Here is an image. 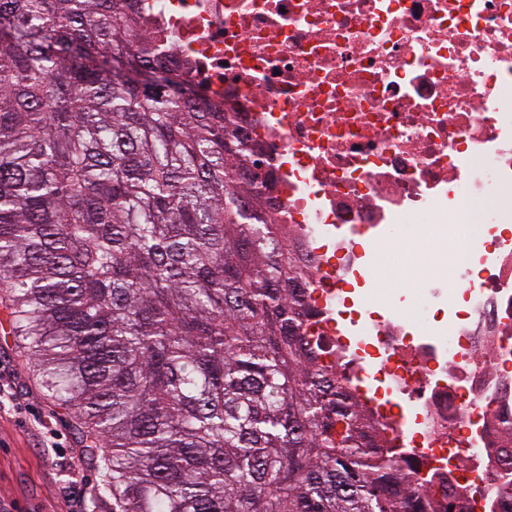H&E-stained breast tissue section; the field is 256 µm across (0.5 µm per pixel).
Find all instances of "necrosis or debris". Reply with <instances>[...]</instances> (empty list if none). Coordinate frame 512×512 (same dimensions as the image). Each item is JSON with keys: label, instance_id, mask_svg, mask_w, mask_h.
I'll list each match as a JSON object with an SVG mask.
<instances>
[{"label": "necrosis or debris", "instance_id": "necrosis-or-debris-1", "mask_svg": "<svg viewBox=\"0 0 512 512\" xmlns=\"http://www.w3.org/2000/svg\"><path fill=\"white\" fill-rule=\"evenodd\" d=\"M193 88L260 143L277 222L311 277L342 381L409 444L498 512L512 428V0H136ZM497 209L474 222L487 193ZM423 217L417 319L344 288Z\"/></svg>", "mask_w": 512, "mask_h": 512}]
</instances>
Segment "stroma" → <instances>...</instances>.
I'll list each match as a JSON object with an SVG mask.
<instances>
[{
  "mask_svg": "<svg viewBox=\"0 0 512 512\" xmlns=\"http://www.w3.org/2000/svg\"><path fill=\"white\" fill-rule=\"evenodd\" d=\"M405 253L384 248L374 283L378 301L415 294L422 281L407 271ZM0 373L13 375L21 410L0 418V512H112L100 497L101 465L85 464L79 480L52 460L80 453L72 416L46 397L9 336L0 335Z\"/></svg>",
  "mask_w": 512,
  "mask_h": 512,
  "instance_id": "35a3bbf8",
  "label": "stroma"
}]
</instances>
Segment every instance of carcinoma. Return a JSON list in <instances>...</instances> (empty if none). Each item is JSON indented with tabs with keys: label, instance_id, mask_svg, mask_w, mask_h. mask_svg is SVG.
<instances>
[{
	"label": "carcinoma",
	"instance_id": "obj_1",
	"mask_svg": "<svg viewBox=\"0 0 512 512\" xmlns=\"http://www.w3.org/2000/svg\"><path fill=\"white\" fill-rule=\"evenodd\" d=\"M131 0H0V304L112 512H455L305 330L237 116Z\"/></svg>",
	"mask_w": 512,
	"mask_h": 512
}]
</instances>
